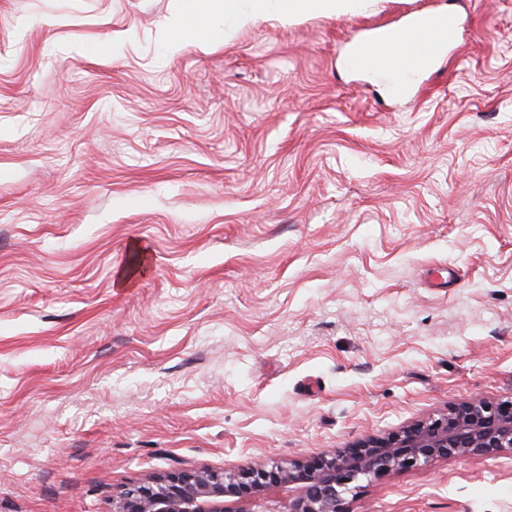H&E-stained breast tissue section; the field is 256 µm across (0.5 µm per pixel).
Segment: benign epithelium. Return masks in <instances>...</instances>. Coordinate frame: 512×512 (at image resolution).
I'll use <instances>...</instances> for the list:
<instances>
[{
    "mask_svg": "<svg viewBox=\"0 0 512 512\" xmlns=\"http://www.w3.org/2000/svg\"><path fill=\"white\" fill-rule=\"evenodd\" d=\"M512 455V399L481 396L395 432L316 455L218 471L173 469L124 485L112 512H352L362 483L438 459Z\"/></svg>",
    "mask_w": 512,
    "mask_h": 512,
    "instance_id": "obj_1",
    "label": "benign epithelium"
}]
</instances>
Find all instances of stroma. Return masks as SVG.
<instances>
[{"instance_id":"1","label":"stroma","mask_w":512,"mask_h":512,"mask_svg":"<svg viewBox=\"0 0 512 512\" xmlns=\"http://www.w3.org/2000/svg\"><path fill=\"white\" fill-rule=\"evenodd\" d=\"M189 0H0V512L512 397V0H369L169 53ZM452 11L405 95L349 66ZM115 41L113 57L98 53ZM149 266L116 287L130 245ZM353 512H512V456Z\"/></svg>"}]
</instances>
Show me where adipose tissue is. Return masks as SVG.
<instances>
[{"instance_id":"1","label":"adipose tissue","mask_w":512,"mask_h":512,"mask_svg":"<svg viewBox=\"0 0 512 512\" xmlns=\"http://www.w3.org/2000/svg\"><path fill=\"white\" fill-rule=\"evenodd\" d=\"M363 0H191L186 13L179 15L165 31L166 46L174 50L189 36L212 44L215 37L247 26L268 16L292 24L311 15H346L361 8Z\"/></svg>"}]
</instances>
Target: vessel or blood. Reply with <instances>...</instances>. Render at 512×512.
<instances>
[{
    "label": "vessel or blood",
    "mask_w": 512,
    "mask_h": 512,
    "mask_svg": "<svg viewBox=\"0 0 512 512\" xmlns=\"http://www.w3.org/2000/svg\"><path fill=\"white\" fill-rule=\"evenodd\" d=\"M458 33L459 22L454 13L420 15L408 24L379 29L375 38L352 56L351 63L357 68L383 70L388 61L387 49L394 45L400 49V66L424 71L456 43Z\"/></svg>",
    "instance_id": "b4317fda"
}]
</instances>
